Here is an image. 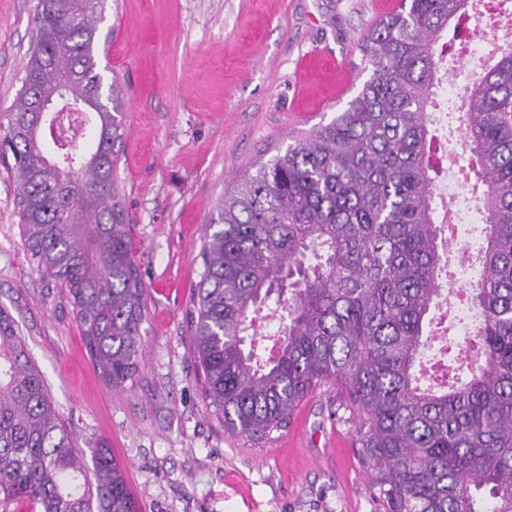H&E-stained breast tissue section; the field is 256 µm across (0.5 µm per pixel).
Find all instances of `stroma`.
I'll return each instance as SVG.
<instances>
[{"instance_id": "stroma-1", "label": "stroma", "mask_w": 512, "mask_h": 512, "mask_svg": "<svg viewBox=\"0 0 512 512\" xmlns=\"http://www.w3.org/2000/svg\"><path fill=\"white\" fill-rule=\"evenodd\" d=\"M35 0H0V112L33 44ZM394 0H105L95 51L124 88L117 151L147 321L119 391L95 370L64 291L20 235L19 186L0 162V310L14 322L77 450L105 445L143 512H383L353 443L358 423L321 388L272 439L232 436L207 408L190 316L216 209L260 163L330 123L370 73L359 43ZM439 63L440 99L497 59L484 20Z\"/></svg>"}]
</instances>
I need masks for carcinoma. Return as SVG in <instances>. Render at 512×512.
Masks as SVG:
<instances>
[{
    "instance_id": "cac0c4a2",
    "label": "carcinoma",
    "mask_w": 512,
    "mask_h": 512,
    "mask_svg": "<svg viewBox=\"0 0 512 512\" xmlns=\"http://www.w3.org/2000/svg\"><path fill=\"white\" fill-rule=\"evenodd\" d=\"M102 2L37 0L22 85L0 113V161L13 159L30 260L64 289L94 366L121 390L139 369L146 288L114 174L121 88L104 85L95 54ZM467 6L403 0L372 23L361 90L224 195L200 254L192 340L224 431L267 439L316 389H336L384 512H512V44L473 83L463 121L483 186L482 243L461 255L480 268L468 286L476 338L420 384L453 249L432 198L438 56ZM63 91L91 104L90 152L59 149L38 112ZM286 290L277 352L261 362L246 348L252 315ZM89 452L74 449L0 312V512H142L111 449ZM89 469L94 483L80 482Z\"/></svg>"
}]
</instances>
